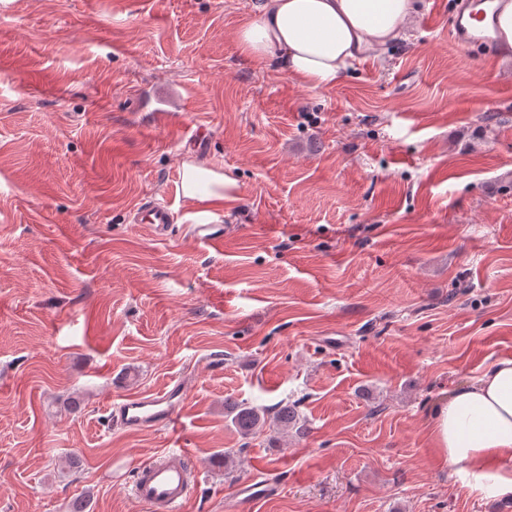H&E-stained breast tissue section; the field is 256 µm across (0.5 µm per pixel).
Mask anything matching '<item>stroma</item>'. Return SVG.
<instances>
[{"label": "stroma", "mask_w": 512, "mask_h": 512, "mask_svg": "<svg viewBox=\"0 0 512 512\" xmlns=\"http://www.w3.org/2000/svg\"><path fill=\"white\" fill-rule=\"evenodd\" d=\"M261 2L0 0V512H141L134 470L171 448L202 471L186 512H512L425 415L512 358V59L453 41L459 0H418L311 88L239 53ZM199 129L236 199L181 193ZM153 199L167 236L130 221ZM177 383L176 426L106 411ZM228 397L307 433L243 440ZM256 478L277 493L242 503ZM273 418L274 425L278 432H288L289 428L295 429L296 433L301 436H304L307 433V427L304 423H300L294 404H288V402L280 404L277 406Z\"/></svg>", "instance_id": "1"}]
</instances>
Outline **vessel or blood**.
Wrapping results in <instances>:
<instances>
[{"mask_svg":"<svg viewBox=\"0 0 512 512\" xmlns=\"http://www.w3.org/2000/svg\"><path fill=\"white\" fill-rule=\"evenodd\" d=\"M485 10L475 11L472 26L453 25L452 33L458 45L469 48L487 41L488 28L484 26ZM136 220L165 229L173 223L174 214L169 205L146 201L137 208ZM184 405V391L180 387L156 394L125 399L115 407L120 423L129 430H146L175 423ZM187 450L171 451L143 462L132 488L135 501L147 506L149 512H183L200 481L199 469L189 466Z\"/></svg>","mask_w":512,"mask_h":512,"instance_id":"1","label":"vessel or blood"}]
</instances>
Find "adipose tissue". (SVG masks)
<instances>
[{"mask_svg":"<svg viewBox=\"0 0 512 512\" xmlns=\"http://www.w3.org/2000/svg\"><path fill=\"white\" fill-rule=\"evenodd\" d=\"M414 0H263L236 33L254 64L280 67L307 86L335 85L364 55L399 39ZM439 458L479 497L512 496V358L453 391L429 420Z\"/></svg>","mask_w":512,"mask_h":512,"instance_id":"adipose-tissue-1","label":"adipose tissue"}]
</instances>
